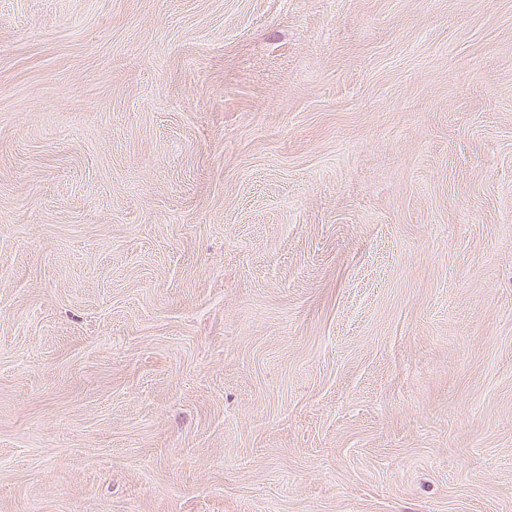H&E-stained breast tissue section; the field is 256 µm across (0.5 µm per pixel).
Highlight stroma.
<instances>
[{
  "instance_id": "stroma-1",
  "label": "stroma",
  "mask_w": 512,
  "mask_h": 512,
  "mask_svg": "<svg viewBox=\"0 0 512 512\" xmlns=\"http://www.w3.org/2000/svg\"><path fill=\"white\" fill-rule=\"evenodd\" d=\"M0 512H512V0H0Z\"/></svg>"
}]
</instances>
